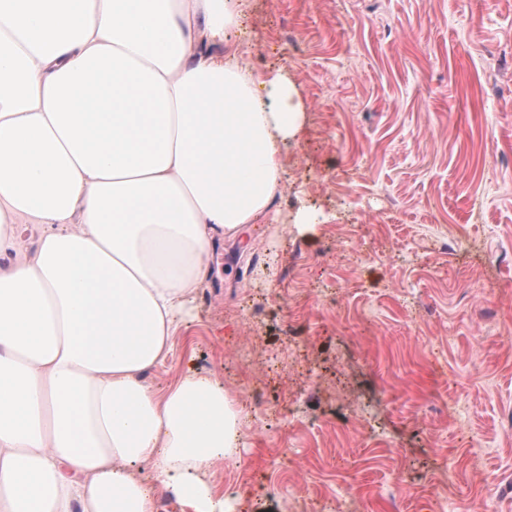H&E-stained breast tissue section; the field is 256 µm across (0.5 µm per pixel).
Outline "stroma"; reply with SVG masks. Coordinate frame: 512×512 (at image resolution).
I'll return each instance as SVG.
<instances>
[{
  "mask_svg": "<svg viewBox=\"0 0 512 512\" xmlns=\"http://www.w3.org/2000/svg\"><path fill=\"white\" fill-rule=\"evenodd\" d=\"M235 41L301 124L148 381L223 382L232 512H512V0H251Z\"/></svg>",
  "mask_w": 512,
  "mask_h": 512,
  "instance_id": "35a3bbf8",
  "label": "stroma"
}]
</instances>
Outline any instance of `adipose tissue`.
<instances>
[{
    "label": "adipose tissue",
    "instance_id": "ef3b65f1",
    "mask_svg": "<svg viewBox=\"0 0 512 512\" xmlns=\"http://www.w3.org/2000/svg\"><path fill=\"white\" fill-rule=\"evenodd\" d=\"M246 0H0V512H230L213 376L158 392L215 245L268 215L294 88L235 44ZM22 224L15 249L8 254L0 255V265H6L15 259H30L37 251L40 231L31 225L27 219H21L18 222Z\"/></svg>",
    "mask_w": 512,
    "mask_h": 512
}]
</instances>
